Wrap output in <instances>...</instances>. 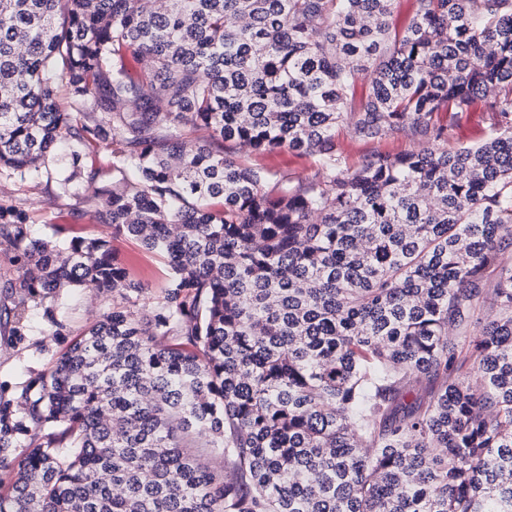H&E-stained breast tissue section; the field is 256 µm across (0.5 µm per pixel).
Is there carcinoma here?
<instances>
[{
	"label": "carcinoma",
	"instance_id": "carcinoma-1",
	"mask_svg": "<svg viewBox=\"0 0 512 512\" xmlns=\"http://www.w3.org/2000/svg\"><path fill=\"white\" fill-rule=\"evenodd\" d=\"M394 2L0 0V168L65 141L76 196L112 146L111 237L0 208L10 344H63L0 381V512H512V0ZM343 125L417 148L351 167ZM278 148L314 174L270 186ZM76 289L112 308L72 338ZM487 122L486 112H463L455 120V142L463 145L478 142L484 136ZM85 172H96L97 181L112 177L110 171V149L104 145H94L86 151ZM112 245L118 256L144 281L149 296L160 295L163 286L161 259L134 240L118 238Z\"/></svg>",
	"mask_w": 512,
	"mask_h": 512
}]
</instances>
